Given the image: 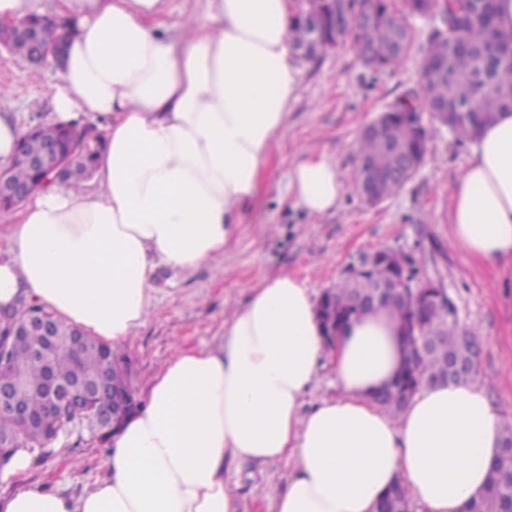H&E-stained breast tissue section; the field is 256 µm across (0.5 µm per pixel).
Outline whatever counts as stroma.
<instances>
[{"mask_svg":"<svg viewBox=\"0 0 512 512\" xmlns=\"http://www.w3.org/2000/svg\"><path fill=\"white\" fill-rule=\"evenodd\" d=\"M301 69L288 120L275 136L260 188L222 265L203 264L190 272L159 268L148 315L119 348L132 361L136 392L145 395L153 376L179 349L214 345L227 310L265 277L292 274L317 299L362 254L389 247L412 256L428 277L444 282L462 326L482 344L473 382L485 389L504 426L512 428V261L480 266L451 242L449 211L469 159L467 144L445 133L433 138L415 178L375 206L349 184L336 210L312 217L294 206L288 192L290 167L308 150L327 154L342 174L352 172L364 125L416 86L417 57L376 74L359 62L346 39ZM59 81L55 63L34 68L0 50V86L9 88L19 124L43 112ZM105 456V446L88 432L60 440L49 461L0 482V498L44 486L80 494L104 476ZM292 470L285 460L232 461L224 478L235 491L239 512H274Z\"/></svg>","mask_w":512,"mask_h":512,"instance_id":"stroma-1","label":"stroma"}]
</instances>
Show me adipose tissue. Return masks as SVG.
<instances>
[{
    "label": "adipose tissue",
    "instance_id": "ef3b65f1",
    "mask_svg": "<svg viewBox=\"0 0 512 512\" xmlns=\"http://www.w3.org/2000/svg\"><path fill=\"white\" fill-rule=\"evenodd\" d=\"M162 3L56 0L65 54L50 120L99 113L104 147L80 188L32 194L0 262V306L25 293L113 346L145 320L160 266L223 260L301 78L289 0H209L175 35L157 21ZM469 147L452 242L489 265L512 258V112ZM344 187L323 152L290 167L292 200L309 214L335 209ZM325 358L338 394L301 413ZM401 362L396 318L353 319L329 344L308 288L264 278L225 316L219 344L179 350L152 378L104 478L76 497L18 491L0 512H237L224 479L236 459L295 462L276 512H375L397 481L421 512H462L499 454L501 415L461 383L425 388L391 417L372 395Z\"/></svg>",
    "mask_w": 512,
    "mask_h": 512
}]
</instances>
